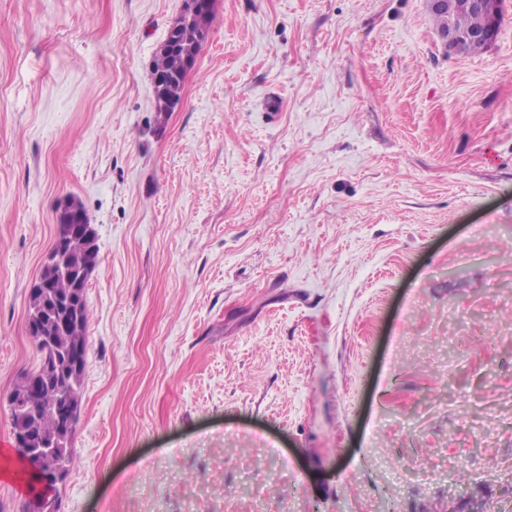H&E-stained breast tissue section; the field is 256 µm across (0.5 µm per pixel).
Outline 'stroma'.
<instances>
[{"instance_id":"35a3bbf8","label":"stroma","mask_w":512,"mask_h":512,"mask_svg":"<svg viewBox=\"0 0 512 512\" xmlns=\"http://www.w3.org/2000/svg\"><path fill=\"white\" fill-rule=\"evenodd\" d=\"M182 4L0 0V467L72 196L100 264L60 512H505L512 0L466 55L427 0H215L160 115ZM180 67V60L176 57L158 58L154 61L152 75H162L169 78L167 87L165 88V94L163 97L155 92L156 99V112H170L173 105L177 104L181 98V91L183 89L185 79L181 80L177 77L170 81L171 74L177 73Z\"/></svg>"}]
</instances>
